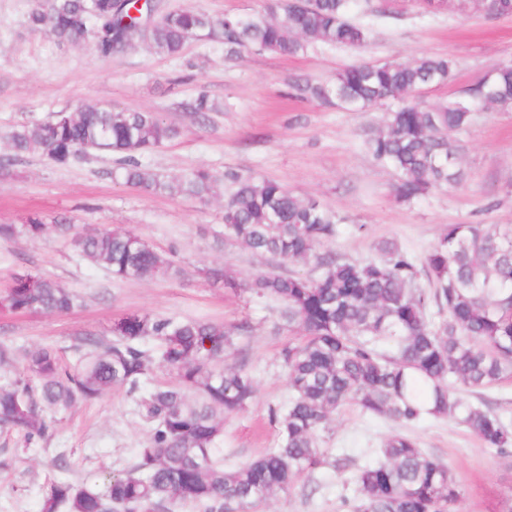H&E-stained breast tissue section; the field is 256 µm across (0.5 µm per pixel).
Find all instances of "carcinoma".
I'll list each match as a JSON object with an SVG mask.
<instances>
[{"instance_id":"1","label":"carcinoma","mask_w":512,"mask_h":512,"mask_svg":"<svg viewBox=\"0 0 512 512\" xmlns=\"http://www.w3.org/2000/svg\"><path fill=\"white\" fill-rule=\"evenodd\" d=\"M130 0H37L29 15L34 29L47 25L62 43L89 41L102 58L123 53L132 33L159 55L180 56L192 40L224 44V62L250 51L294 55L312 43L364 47L370 29L349 17L350 0H265L260 11L210 14L197 8L155 13L138 25ZM464 12L512 13V0H465ZM445 57L420 56L406 63L360 62L330 83L293 85L304 98L365 108L402 100L365 145L379 163L398 173L397 198L413 201L459 179L458 148L448 132L467 126L477 103L512 106V66L498 67L465 96L426 110L411 100L427 87L448 82ZM196 118L215 111L203 93L179 103ZM180 129L158 113L77 107L45 120L18 123L7 140L10 158L0 161V180L12 165L39 153L66 164L95 154L116 156L113 177L145 193L210 196L216 177L196 169L180 177L159 174L140 155L176 138ZM224 200V236L282 263L314 258V277L269 271L238 282L222 269L208 277L283 305L288 324L303 333L284 350L288 402L271 409L280 446L234 469H224L216 447L224 417L246 409L256 394L243 367L224 365L245 322L223 323L130 313L112 324V338L82 337L70 347L73 361L54 346L20 350L0 345V367L14 372L0 384V428L26 443L49 434L44 410L67 408L122 388L150 426L135 464L100 492L84 483L51 481L42 512H255L276 491L329 464L320 431L343 405L401 426L427 417L451 416L488 448L512 447V430L497 415L464 403L455 386L470 390L512 380V224H450L422 264L393 245L381 255L349 260L318 249L336 239L340 218L315 198L290 192L263 177H232ZM47 225L0 224V238H38ZM71 243L80 257L127 280L177 276L166 253L129 231L87 228ZM425 275L429 287L417 281ZM76 295L37 274H18L0 297L12 311L63 313ZM176 383L149 385L154 365ZM354 512H461L465 491L447 465L425 454L407 435H390L372 463L356 475Z\"/></svg>"}]
</instances>
